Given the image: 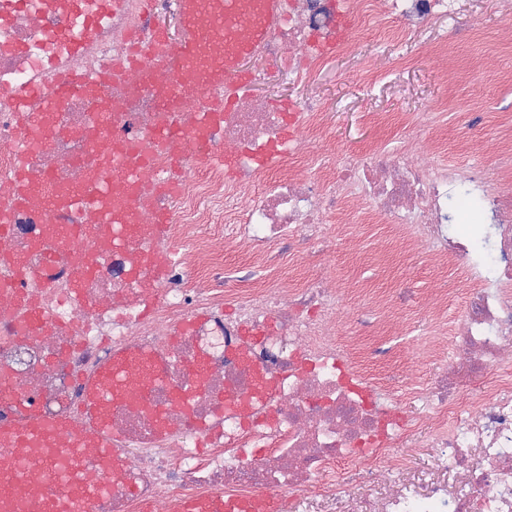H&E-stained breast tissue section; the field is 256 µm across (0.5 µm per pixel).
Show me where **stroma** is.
<instances>
[{
    "instance_id": "35a3bbf8",
    "label": "stroma",
    "mask_w": 512,
    "mask_h": 512,
    "mask_svg": "<svg viewBox=\"0 0 512 512\" xmlns=\"http://www.w3.org/2000/svg\"><path fill=\"white\" fill-rule=\"evenodd\" d=\"M459 29L432 21L406 44L380 41L381 22L350 52L328 58L310 83L285 87L294 98L317 97L334 107L326 137L337 148L365 152L400 139L399 120L437 106L427 139L433 160L477 164L512 147V0H459ZM447 50H438L440 35ZM376 113L395 123L373 122ZM341 244L332 256L349 312L338 340L359 354L375 382L393 388L407 408L452 353L462 307L446 265L416 254L378 224L335 223Z\"/></svg>"
}]
</instances>
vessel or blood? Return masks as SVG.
Segmentation results:
<instances>
[{
	"label": "vessel or blood",
	"instance_id": "obj_1",
	"mask_svg": "<svg viewBox=\"0 0 512 512\" xmlns=\"http://www.w3.org/2000/svg\"><path fill=\"white\" fill-rule=\"evenodd\" d=\"M184 35L171 42L164 27H156L151 40L141 41L142 85L159 92L162 111L183 106V87L209 90L221 86L242 87L255 80L253 71L242 66L246 58L272 36L277 27L280 0H175ZM100 85L96 77L80 75L54 84L52 90L31 84L16 90L17 102L41 95L45 111L40 115L24 113V138L19 155L41 147L59 102L74 91L95 94ZM143 155L139 146L114 153L109 168L96 192L73 189L60 192L51 182L30 184L24 172L14 177L10 203L0 206V232L11 229L14 210L32 205L50 211L90 210L100 221L96 224H42L33 238L36 246L62 245L78 237L96 235L101 249L112 252L133 249L138 264L147 266L156 280H163L170 260L157 248L165 232L166 215L155 223L143 224L136 209L117 198L119 186L141 184ZM208 368L206 358L191 362L186 386L175 393L176 404L184 415H191L195 392L202 389ZM158 357L147 350H123L113 353L96 375L85 385V428L75 431L66 417L50 418L38 409L24 407L22 423L0 421V456L7 459L0 468V512H89L102 497L108 480L120 458L114 446L112 406L124 401L138 404L145 388L163 382ZM278 496L243 498L227 495L216 499L186 498L177 512H283Z\"/></svg>",
	"mask_w": 512,
	"mask_h": 512
}]
</instances>
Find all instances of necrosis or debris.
Instances as JSON below:
<instances>
[{
	"mask_svg": "<svg viewBox=\"0 0 512 512\" xmlns=\"http://www.w3.org/2000/svg\"><path fill=\"white\" fill-rule=\"evenodd\" d=\"M457 0H283L285 19L258 51L275 59L276 72L258 69V83L274 89L301 84L324 62L323 43L346 51L358 28L338 33V16L379 17L404 39L426 30L432 18H454ZM174 0H155L145 14L141 0H68L60 14L52 0H0V203L13 192L24 167L32 183L94 189L113 149L145 148V183L180 157L179 187L171 194L138 192L141 223L157 212L169 217L162 246L174 253L167 277L151 284L148 269L94 241L77 239L53 263L31 247L36 224H93V212L54 215L30 208L13 216L0 235V253L27 269L24 297L41 311L37 335H20L9 294L0 293V367L20 397L50 416H77L82 391L77 377L91 372L113 348L170 351L165 382L152 387L144 405L112 407V429L125 449L124 470L137 485L128 495L122 479L109 483L90 512H173L188 497L250 496L288 491L299 512H512V378L502 377L481 404L460 409L463 386L483 368L512 357V188L498 179L512 153L493 165L461 167L421 161L422 131L437 123L435 109L417 113L399 148L359 154L328 148L321 134L332 115L320 100L275 106L243 98L229 88L183 89V107L164 112L156 91L141 86L129 65L131 33H146L173 15ZM91 32L77 43L79 29ZM65 70L106 74L97 99L78 95L63 102L47 131L45 148L18 159L23 136L8 89ZM214 107L223 123L211 138L148 147L160 124L192 131L196 112ZM116 111L111 132L90 127L92 111ZM298 132L285 143L284 132ZM234 151L239 167L206 162ZM467 188L472 219L488 227L493 259H472L470 238L448 231V200ZM361 206L365 222L385 224L427 257L448 263L464 294L457 352L432 386L419 392L423 410L404 409L396 394L371 381L336 338L346 308L330 267L315 257L328 252L331 220ZM244 246L255 267L224 268V241ZM284 252L306 262L300 283L269 282L260 264ZM83 255L88 273L80 302L65 298L71 254ZM207 320L187 333L178 328L193 314ZM261 336L242 357L226 349L245 327ZM210 361L205 386L193 401L207 433L189 427L173 403L187 381L186 366ZM242 393L252 413L219 407L217 396ZM428 430L431 469L408 475L394 457L415 428ZM358 462L367 491L337 488L340 465Z\"/></svg>",
	"mask_w": 512,
	"mask_h": 512,
	"instance_id": "obj_1",
	"label": "necrosis or debris"
}]
</instances>
